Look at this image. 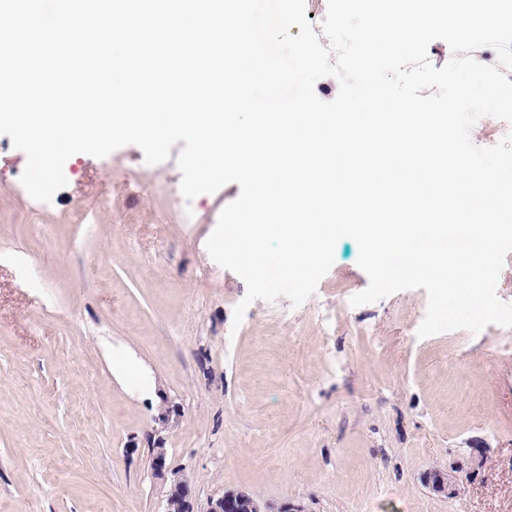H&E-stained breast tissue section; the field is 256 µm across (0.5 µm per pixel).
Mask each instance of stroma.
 <instances>
[{"mask_svg": "<svg viewBox=\"0 0 512 512\" xmlns=\"http://www.w3.org/2000/svg\"><path fill=\"white\" fill-rule=\"evenodd\" d=\"M180 151L73 155L35 219L0 135V512H164L176 480L195 512L229 490L262 512H512V327L419 338L421 288L352 306L349 237L301 305L258 299L233 326L246 284L206 241L240 187L185 200ZM124 355L158 401L113 375ZM473 448L463 494L425 484Z\"/></svg>", "mask_w": 512, "mask_h": 512, "instance_id": "stroma-1", "label": "stroma"}]
</instances>
